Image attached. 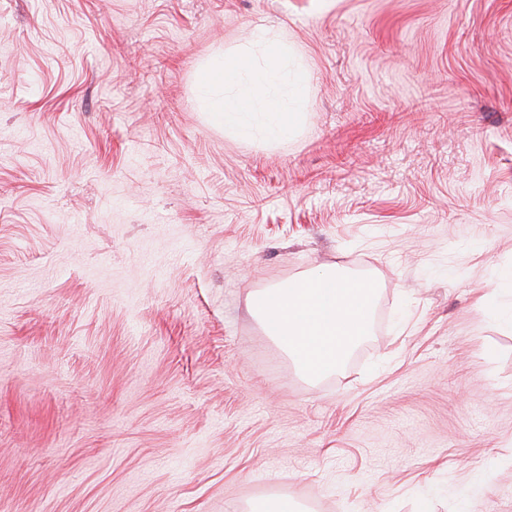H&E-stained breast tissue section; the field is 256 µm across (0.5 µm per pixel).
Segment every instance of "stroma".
<instances>
[{
	"mask_svg": "<svg viewBox=\"0 0 512 512\" xmlns=\"http://www.w3.org/2000/svg\"><path fill=\"white\" fill-rule=\"evenodd\" d=\"M268 29L305 115L230 137L197 75ZM327 265L376 295L311 382L251 301ZM484 296L512 0H0V512H512Z\"/></svg>",
	"mask_w": 512,
	"mask_h": 512,
	"instance_id": "obj_1",
	"label": "stroma"
}]
</instances>
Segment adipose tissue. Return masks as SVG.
<instances>
[{"label":"adipose tissue","instance_id":"adipose-tissue-1","mask_svg":"<svg viewBox=\"0 0 512 512\" xmlns=\"http://www.w3.org/2000/svg\"><path fill=\"white\" fill-rule=\"evenodd\" d=\"M256 45L257 53L209 62L197 78V99L233 137L285 139L303 116L308 73L279 34L262 31ZM375 288L331 266L264 289L252 307L296 369L316 379L336 371L368 334Z\"/></svg>","mask_w":512,"mask_h":512}]
</instances>
